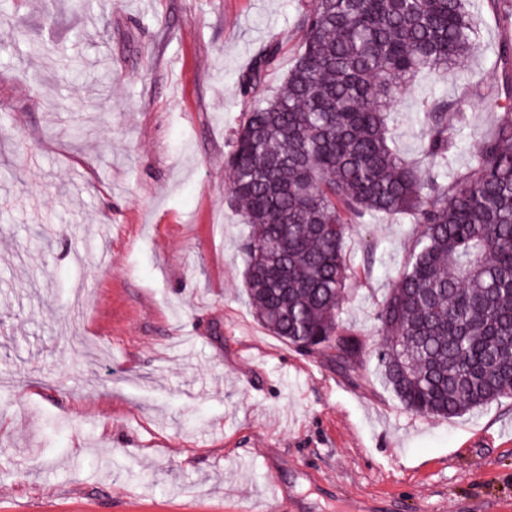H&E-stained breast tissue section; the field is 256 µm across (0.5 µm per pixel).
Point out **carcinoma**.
I'll return each mask as SVG.
<instances>
[{"instance_id":"carcinoma-1","label":"carcinoma","mask_w":512,"mask_h":512,"mask_svg":"<svg viewBox=\"0 0 512 512\" xmlns=\"http://www.w3.org/2000/svg\"><path fill=\"white\" fill-rule=\"evenodd\" d=\"M468 0H313L303 43L274 96L270 42L240 81L251 103L226 166L250 234L246 294L258 321L300 349L340 337L377 362L406 410L451 418L512 397V113L448 171L464 105L424 98L422 155L393 147L395 105L421 72L467 59L479 32ZM396 216L419 228L379 303L375 356L341 319L348 226Z\"/></svg>"}]
</instances>
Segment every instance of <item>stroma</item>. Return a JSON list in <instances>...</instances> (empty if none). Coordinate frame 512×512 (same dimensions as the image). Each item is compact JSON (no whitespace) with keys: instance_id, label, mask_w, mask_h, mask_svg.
<instances>
[{"instance_id":"1","label":"stroma","mask_w":512,"mask_h":512,"mask_svg":"<svg viewBox=\"0 0 512 512\" xmlns=\"http://www.w3.org/2000/svg\"><path fill=\"white\" fill-rule=\"evenodd\" d=\"M0 25V512H238L276 479L287 512H512V398L452 419L406 411L374 364L341 369L273 336L244 300L249 228L225 160L239 79L282 44L279 91L311 0H7ZM496 0L479 48L400 100L467 102L452 157L500 116ZM53 54L17 58L16 33ZM417 229L351 225L347 326L375 312Z\"/></svg>"}]
</instances>
